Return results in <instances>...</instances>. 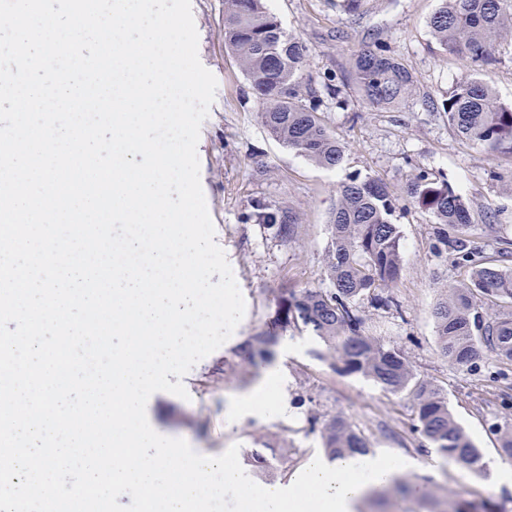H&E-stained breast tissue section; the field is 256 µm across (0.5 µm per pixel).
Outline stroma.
Returning <instances> with one entry per match:
<instances>
[{
  "mask_svg": "<svg viewBox=\"0 0 512 512\" xmlns=\"http://www.w3.org/2000/svg\"><path fill=\"white\" fill-rule=\"evenodd\" d=\"M284 27L309 48L316 78L343 73L351 53L374 41L400 56L414 72L418 94L396 111L369 108L349 94L347 108L326 101L319 115L346 146L342 168L326 170L286 150L258 120L260 103L235 57L224 46V0H191L198 55L218 87L198 142L200 182L223 249L246 304L235 341L196 363L184 376L187 398L154 393L146 406L151 427L181 438L201 455L219 456L238 446L239 461L256 483L273 478L288 484L322 453L316 420L341 414L370 442L371 455L389 451L412 458L408 497L393 496L388 512H435L447 495L488 500L498 512H512V491L497 489L490 472L473 475L461 466L436 468L439 452L411 430L415 403L409 393L392 394L359 374L340 372L323 342L305 328L280 325V302L306 288H329L323 274L330 244V217L347 176L371 175L403 193L411 173L444 177L467 199L472 224L464 238L477 259H506L512 266V194L492 172L512 174V153L491 151L465 140L443 112H428L424 101L442 102L464 72L474 73L512 105V44H503L490 67L463 65L433 39L427 22L439 0H364L359 14L344 12L336 0H269ZM287 202L296 218L291 239L272 224L250 220L254 201ZM396 222L402 235L399 279L387 293L398 309L363 298L359 307L365 335L399 347L417 377L434 383L466 435L480 448L484 464L512 469L502 456L492 424L512 427V366L487 351L467 368L440 355L433 309L451 284L466 281L468 266L440 239V225L417 205L401 201ZM273 332L280 341L258 370L243 360L247 336ZM282 378L287 410L269 407L238 423L224 414L230 396L251 391L249 377ZM288 459H281V449ZM267 459L271 473L252 464Z\"/></svg>",
  "mask_w": 512,
  "mask_h": 512,
  "instance_id": "1",
  "label": "stroma"
}]
</instances>
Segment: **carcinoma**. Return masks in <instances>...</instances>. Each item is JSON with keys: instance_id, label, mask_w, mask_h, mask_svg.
<instances>
[{"instance_id": "1", "label": "carcinoma", "mask_w": 512, "mask_h": 512, "mask_svg": "<svg viewBox=\"0 0 512 512\" xmlns=\"http://www.w3.org/2000/svg\"><path fill=\"white\" fill-rule=\"evenodd\" d=\"M428 26L445 52L490 64L497 48L512 42V0H439ZM224 44L260 101L261 124L289 151L325 169L342 166L346 147L319 117L322 94L341 98L350 79L367 106L388 109L416 93L412 70L374 42L355 50L349 76L315 81L307 47L288 33L268 0H224ZM442 111L459 136L491 150H512V106L502 104L487 83L461 76L442 101ZM405 194L444 226L443 242L455 248L459 259L470 261L461 238L471 223L466 198L447 180L423 170L412 175ZM398 201L374 177L347 176L330 222L325 274L331 288H309L285 299L282 321L310 328L333 351L341 371L361 374L392 394L409 392L416 401L414 431L462 467L480 473L482 453L455 422L439 389L415 378L401 349L363 334L357 302L395 282L401 272ZM252 208L259 223L277 225L285 238L292 234L295 219L288 206L257 200ZM478 295L512 307V270L479 264L466 282L445 290L433 311L439 351L458 368L471 364L483 347L512 363V313L477 307ZM277 343L274 334L260 332L247 337L240 351L251 364L268 357ZM320 433L331 458L368 453L367 438L340 415L325 420ZM443 505L435 512H497L488 501L459 503L449 497Z\"/></svg>"}]
</instances>
